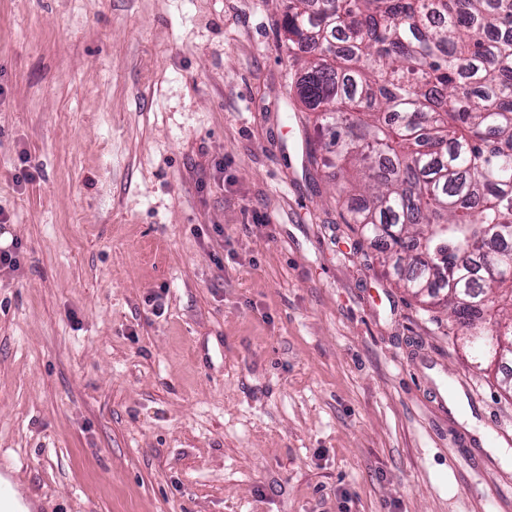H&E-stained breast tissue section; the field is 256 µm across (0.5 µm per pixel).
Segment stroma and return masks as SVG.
<instances>
[{"instance_id":"obj_1","label":"stroma","mask_w":512,"mask_h":512,"mask_svg":"<svg viewBox=\"0 0 512 512\" xmlns=\"http://www.w3.org/2000/svg\"><path fill=\"white\" fill-rule=\"evenodd\" d=\"M283 23L0 0V463L40 512H487L512 476L479 444L512 429L500 372L309 164Z\"/></svg>"}]
</instances>
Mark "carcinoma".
I'll use <instances>...</instances> for the list:
<instances>
[{
	"label": "carcinoma",
	"mask_w": 512,
	"mask_h": 512,
	"mask_svg": "<svg viewBox=\"0 0 512 512\" xmlns=\"http://www.w3.org/2000/svg\"><path fill=\"white\" fill-rule=\"evenodd\" d=\"M295 98L324 157L355 171L345 223L414 298L475 326L512 394V0H284Z\"/></svg>",
	"instance_id": "carcinoma-1"
}]
</instances>
